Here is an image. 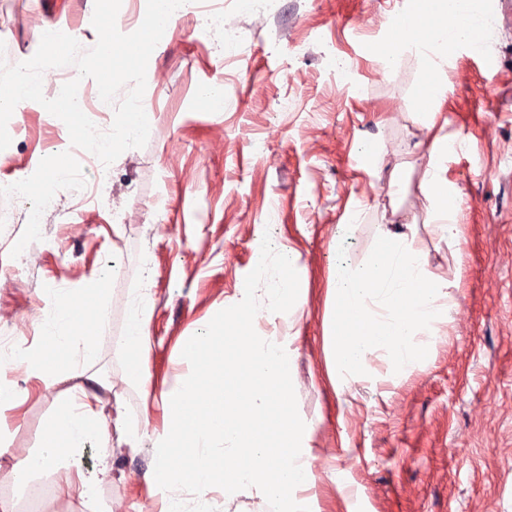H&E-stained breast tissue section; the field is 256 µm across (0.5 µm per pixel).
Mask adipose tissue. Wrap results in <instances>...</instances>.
<instances>
[{
	"label": "adipose tissue",
	"instance_id": "1",
	"mask_svg": "<svg viewBox=\"0 0 512 512\" xmlns=\"http://www.w3.org/2000/svg\"><path fill=\"white\" fill-rule=\"evenodd\" d=\"M412 11L433 17L435 24L425 38L409 39L403 44L404 49L414 52L419 58L426 77V85L436 100H444L447 93L445 69L448 65V53L453 43L474 45L478 34H491V26L476 30L475 22L483 18V11L477 7L475 0H412ZM455 33V41H448V33ZM421 188L430 196L436 209L443 215L444 222L438 227L442 236L456 240L458 228L454 222L456 216V197L448 186L446 166L435 162L426 167ZM152 316L150 305L138 304L130 318L126 347L137 362L134 381L142 391H149L148 364L151 353L149 325ZM73 313L70 303L57 305L44 322V330L52 338L49 351L27 359L33 373L37 374L45 385L60 382L66 373L61 359L63 353L79 350L86 361H93L96 352L91 343H78L72 329ZM124 435L129 443H136V434L127 432L122 419L108 421L96 412L88 403L74 401L65 403L58 411L46 430L48 440L64 437L69 447L79 448L90 440L107 442L111 432Z\"/></svg>",
	"mask_w": 512,
	"mask_h": 512
}]
</instances>
